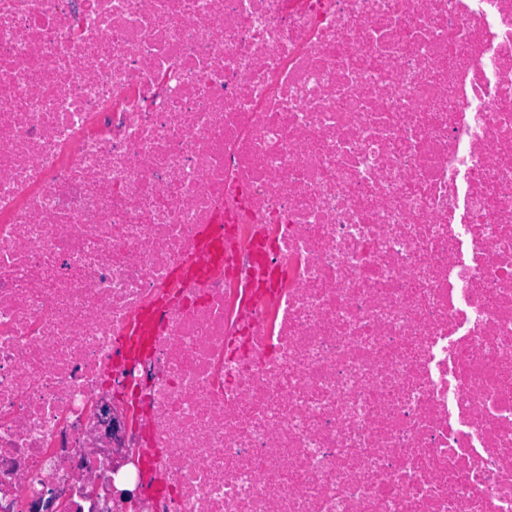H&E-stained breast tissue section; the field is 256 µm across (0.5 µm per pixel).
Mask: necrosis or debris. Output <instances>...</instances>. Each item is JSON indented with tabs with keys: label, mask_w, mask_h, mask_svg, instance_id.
<instances>
[{
	"label": "necrosis or debris",
	"mask_w": 512,
	"mask_h": 512,
	"mask_svg": "<svg viewBox=\"0 0 512 512\" xmlns=\"http://www.w3.org/2000/svg\"><path fill=\"white\" fill-rule=\"evenodd\" d=\"M129 467L512 512V0H0V512Z\"/></svg>",
	"instance_id": "necrosis-or-debris-1"
}]
</instances>
